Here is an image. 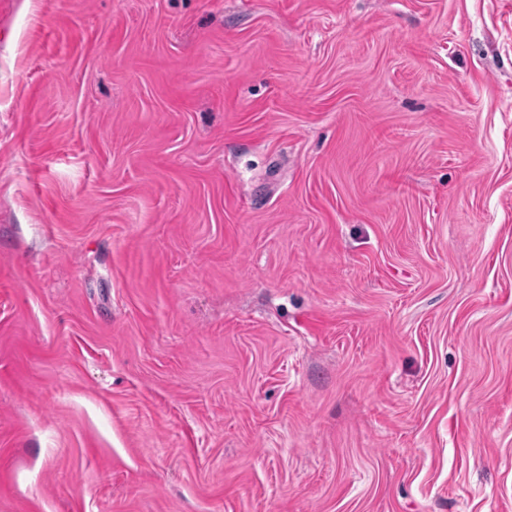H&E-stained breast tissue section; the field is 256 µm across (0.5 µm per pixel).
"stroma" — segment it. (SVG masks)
Instances as JSON below:
<instances>
[{"instance_id":"35a3bbf8","label":"stroma","mask_w":512,"mask_h":512,"mask_svg":"<svg viewBox=\"0 0 512 512\" xmlns=\"http://www.w3.org/2000/svg\"><path fill=\"white\" fill-rule=\"evenodd\" d=\"M0 512H512V0H0Z\"/></svg>"}]
</instances>
